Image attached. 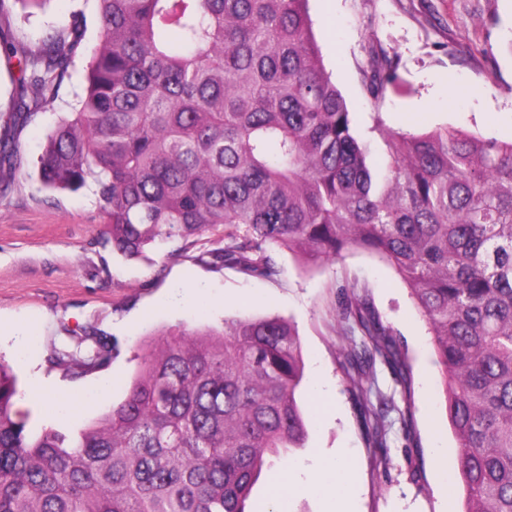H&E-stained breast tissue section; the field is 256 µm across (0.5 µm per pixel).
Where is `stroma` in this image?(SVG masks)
<instances>
[{"instance_id": "obj_1", "label": "stroma", "mask_w": 512, "mask_h": 512, "mask_svg": "<svg viewBox=\"0 0 512 512\" xmlns=\"http://www.w3.org/2000/svg\"><path fill=\"white\" fill-rule=\"evenodd\" d=\"M308 10L323 67L362 139L379 144L372 130L379 117L395 131L448 126L512 140V0H309ZM77 13L88 37H95L93 0H51L46 14L28 21L1 15L0 34L22 29L35 45ZM381 57L396 79L378 102L365 83ZM19 77L17 62L0 56V146L15 147L22 157L15 175L0 177V325L23 324L34 335L22 353L1 341L0 361L13 368L21 392L39 376L64 393L111 376L105 398L68 420L69 428H81L124 399L147 350V333L278 315L294 322L301 339L300 401L308 419L305 447L273 462L299 482L283 512H333L334 488L308 479L323 458L333 460L342 483L354 491V512H462V488L448 475L457 448L431 336L406 284L386 262L352 250L305 268L288 251L276 250L278 273L267 278L213 263L201 245L189 242L155 245L140 259L112 254L101 243L106 226L92 187L48 196L33 179L45 134L68 114L80 76L64 84L53 107L7 123L3 116L20 91ZM350 280L363 286L410 365L407 390L389 369H377L378 389L395 407L381 460L365 444L336 359L341 338L334 294ZM188 284L203 287L206 308L169 304L174 289ZM91 329L110 339L111 362L100 369L57 364L59 342ZM409 400L414 415L404 425L397 410Z\"/></svg>"}]
</instances>
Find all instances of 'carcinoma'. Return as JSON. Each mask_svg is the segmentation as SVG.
<instances>
[{
    "instance_id": "carcinoma-1",
    "label": "carcinoma",
    "mask_w": 512,
    "mask_h": 512,
    "mask_svg": "<svg viewBox=\"0 0 512 512\" xmlns=\"http://www.w3.org/2000/svg\"><path fill=\"white\" fill-rule=\"evenodd\" d=\"M51 0H0V14ZM86 44L70 22L21 55L9 119L53 105L82 64L85 85L46 135L39 190L95 186L102 245L125 258L157 241L224 230L210 251L266 277L268 252L313 266L362 249L392 266L427 322L457 442L462 512H512V142L455 129L391 132L376 160L325 72L309 0H94ZM388 61L366 83L379 100ZM21 158L0 148V172ZM338 349L367 446L387 447L376 365L411 390L409 364L353 281L336 293ZM95 367L107 337L82 339ZM300 338L280 317L158 336L125 398L76 430L29 426L0 362V512H248L271 458L302 448Z\"/></svg>"
}]
</instances>
